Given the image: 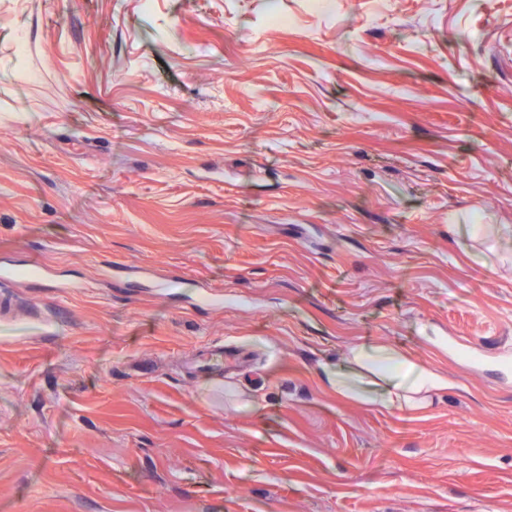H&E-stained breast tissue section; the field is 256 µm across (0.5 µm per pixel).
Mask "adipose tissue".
Listing matches in <instances>:
<instances>
[{"label": "adipose tissue", "instance_id": "obj_1", "mask_svg": "<svg viewBox=\"0 0 512 512\" xmlns=\"http://www.w3.org/2000/svg\"><path fill=\"white\" fill-rule=\"evenodd\" d=\"M319 379L337 395L374 409L423 410L448 386L440 372L385 345L349 348L344 367H323Z\"/></svg>", "mask_w": 512, "mask_h": 512}]
</instances>
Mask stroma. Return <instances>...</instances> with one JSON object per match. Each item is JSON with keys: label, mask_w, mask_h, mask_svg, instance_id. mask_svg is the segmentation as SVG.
<instances>
[{"label": "stroma", "mask_w": 512, "mask_h": 512, "mask_svg": "<svg viewBox=\"0 0 512 512\" xmlns=\"http://www.w3.org/2000/svg\"><path fill=\"white\" fill-rule=\"evenodd\" d=\"M34 259L0 512H512V0H0ZM360 344L447 390L322 387ZM345 364V369L324 366L319 374L322 385L373 409L424 410L435 392L448 388L443 374L385 345L351 347ZM354 369L374 377L375 394L363 395L357 389L350 377Z\"/></svg>", "instance_id": "1"}]
</instances>
